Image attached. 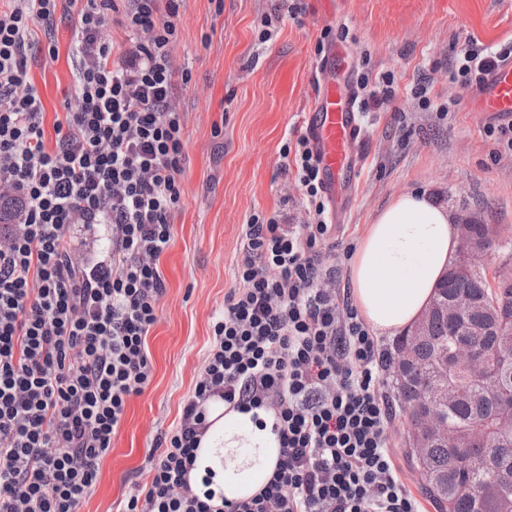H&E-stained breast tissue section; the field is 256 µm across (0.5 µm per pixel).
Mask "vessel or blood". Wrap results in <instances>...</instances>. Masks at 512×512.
Listing matches in <instances>:
<instances>
[{
  "mask_svg": "<svg viewBox=\"0 0 512 512\" xmlns=\"http://www.w3.org/2000/svg\"><path fill=\"white\" fill-rule=\"evenodd\" d=\"M319 90L306 114L305 135L320 169L332 223H339L342 193L361 164L364 139L355 73L345 47L328 46L317 64ZM476 112L482 119L512 122V57L484 72L476 88Z\"/></svg>",
  "mask_w": 512,
  "mask_h": 512,
  "instance_id": "1",
  "label": "vessel or blood"
}]
</instances>
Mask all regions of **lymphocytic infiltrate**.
Returning a JSON list of instances; mask_svg holds the SVG:
<instances>
[{"mask_svg": "<svg viewBox=\"0 0 512 512\" xmlns=\"http://www.w3.org/2000/svg\"><path fill=\"white\" fill-rule=\"evenodd\" d=\"M0 8V512H79L129 397L152 377L146 337L165 285L158 260L181 199L185 119L172 105L175 0H68L72 105L45 142V107L28 77L35 28L58 0ZM128 35L105 37L109 22ZM292 165L315 221L252 217L245 255L214 325L203 375L177 427L157 439L149 481L123 512H420L401 480L378 341L323 245L317 159L299 137ZM102 226L108 249L77 260L72 230ZM274 415L280 454L248 499L211 505L188 474L212 400Z\"/></svg>", "mask_w": 512, "mask_h": 512, "instance_id": "1", "label": "lymphocytic infiltrate"}]
</instances>
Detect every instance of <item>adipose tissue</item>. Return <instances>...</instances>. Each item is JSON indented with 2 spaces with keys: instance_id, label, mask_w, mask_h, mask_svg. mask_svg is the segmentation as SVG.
Returning a JSON list of instances; mask_svg holds the SVG:
<instances>
[{
  "instance_id": "obj_1",
  "label": "adipose tissue",
  "mask_w": 512,
  "mask_h": 512,
  "mask_svg": "<svg viewBox=\"0 0 512 512\" xmlns=\"http://www.w3.org/2000/svg\"><path fill=\"white\" fill-rule=\"evenodd\" d=\"M457 245L454 214L426 193L401 194L377 214L349 264L353 303L375 335H396L419 318ZM208 420L189 474L193 492L212 493L217 505L258 493L280 452L272 414L214 400Z\"/></svg>"
}]
</instances>
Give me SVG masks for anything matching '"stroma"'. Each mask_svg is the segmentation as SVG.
<instances>
[{"instance_id":"obj_1","label":"stroma","mask_w":512,"mask_h":512,"mask_svg":"<svg viewBox=\"0 0 512 512\" xmlns=\"http://www.w3.org/2000/svg\"><path fill=\"white\" fill-rule=\"evenodd\" d=\"M293 2L295 16L284 0L177 2L172 65L192 79L173 99L185 115V160L171 244L159 258L165 292L147 337L153 375L128 399L80 512H121L147 483L156 439L178 424L235 285L243 224L255 214L312 222L282 148L304 133L312 70L327 44L351 46L359 80L373 87L387 76L394 89L391 101L361 113L364 163L347 221L336 228L343 245H356L384 206L414 189L457 214L512 227V150L494 122L465 108L469 85L453 75L461 48L512 44V0H336L333 27L318 22L320 0ZM54 37L56 58L26 51L50 113L64 111L71 83L75 29L61 9Z\"/></svg>"}]
</instances>
